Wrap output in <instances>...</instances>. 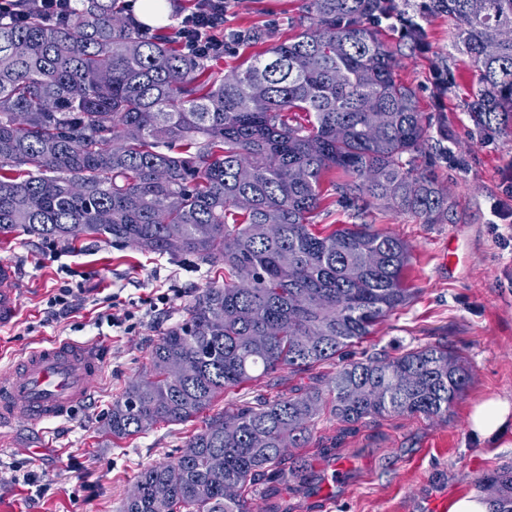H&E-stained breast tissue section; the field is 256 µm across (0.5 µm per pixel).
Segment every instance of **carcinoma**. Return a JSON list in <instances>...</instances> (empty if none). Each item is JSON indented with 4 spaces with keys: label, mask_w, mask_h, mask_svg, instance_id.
Returning a JSON list of instances; mask_svg holds the SVG:
<instances>
[{
    "label": "carcinoma",
    "mask_w": 512,
    "mask_h": 512,
    "mask_svg": "<svg viewBox=\"0 0 512 512\" xmlns=\"http://www.w3.org/2000/svg\"><path fill=\"white\" fill-rule=\"evenodd\" d=\"M471 2L430 0L427 11L456 22L476 68V128L511 136L512 0ZM392 12L393 0H311L312 26L225 77L119 0H75L62 25L34 7L19 25L0 23V234L66 247L103 239L224 271V285L204 289L154 345L105 434L190 422L227 388L334 361L409 302L405 241L366 224L313 230L322 178L336 169L350 180L335 189L361 210L453 220L424 155L432 117L363 24ZM399 21L411 45L425 44L414 17ZM296 112L307 123H291ZM470 382L447 345L370 356L329 378L330 411L347 424L446 420ZM325 404L314 390L213 415L175 461L139 472L122 512H254L260 477L303 470L282 465ZM217 452L221 472L209 466ZM158 484L167 498L153 496ZM478 488L488 512H512V463Z\"/></svg>",
    "instance_id": "cac0c4a2"
}]
</instances>
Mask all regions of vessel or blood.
I'll list each match as a JSON object with an SVG mask.
<instances>
[{"label":"vessel or blood","instance_id":"b4317fda","mask_svg":"<svg viewBox=\"0 0 512 512\" xmlns=\"http://www.w3.org/2000/svg\"><path fill=\"white\" fill-rule=\"evenodd\" d=\"M20 309L17 273L0 265V327ZM104 361L97 343L55 340L14 361L0 379V430L17 422L45 425L86 404L98 387Z\"/></svg>","mask_w":512,"mask_h":512}]
</instances>
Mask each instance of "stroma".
<instances>
[{
    "mask_svg": "<svg viewBox=\"0 0 512 512\" xmlns=\"http://www.w3.org/2000/svg\"><path fill=\"white\" fill-rule=\"evenodd\" d=\"M310 23V0H230L224 29L257 28L282 41ZM423 26L426 44L413 48L396 21L371 24L394 52L396 73L413 89L420 111L439 120L448 134L447 140L429 142L426 153L455 203L452 223L426 224L378 206L357 214L334 189L344 174L332 171L322 181L324 200L315 224L327 233L366 223L411 247L405 278L412 299L349 348L347 360L445 342L466 357L471 382L444 421L392 414L344 424L320 414L302 450L307 469L289 480H260L256 512H448L455 497L477 494L485 473L512 462V428L482 440L467 426L473 403L512 401V215L495 211L512 202V138L475 131L468 104L477 81L457 44L454 20L432 13ZM441 82L446 91H438ZM50 247L19 232L0 235V262L17 268L21 288L15 324L0 329V374L30 350L65 339L102 342L105 366L92 402L70 418L0 431V512H120L138 473L174 461L207 416L160 423L115 440L102 431L112 403L144 376L163 334L186 319L204 289L223 280L189 256L84 239L61 248L53 261ZM63 286L73 289L77 302L67 317L55 319L47 301ZM170 288L177 292L173 302L150 309V298ZM111 293L136 314L130 333L107 324ZM335 370L332 363L295 376L282 369L226 389L212 409H231L260 395L321 389ZM336 467L342 475L334 482L330 474Z\"/></svg>",
    "mask_w": 512,
    "mask_h": 512,
    "instance_id": "35a3bbf8",
    "label": "stroma"
}]
</instances>
